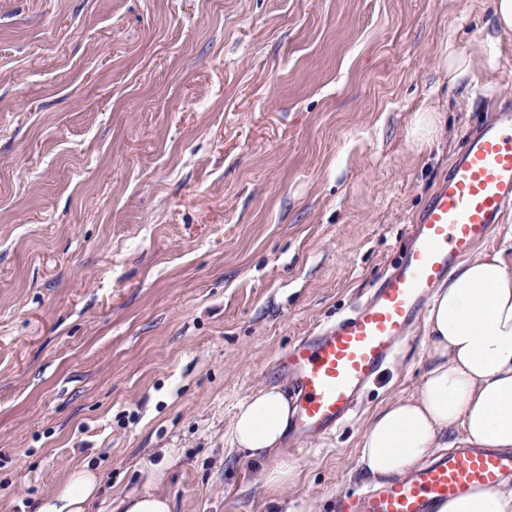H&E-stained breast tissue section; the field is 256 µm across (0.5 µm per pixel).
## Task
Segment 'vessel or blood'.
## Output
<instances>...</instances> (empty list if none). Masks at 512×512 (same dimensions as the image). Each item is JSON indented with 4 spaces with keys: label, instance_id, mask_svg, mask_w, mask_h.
Segmentation results:
<instances>
[{
    "label": "vessel or blood",
    "instance_id": "1",
    "mask_svg": "<svg viewBox=\"0 0 512 512\" xmlns=\"http://www.w3.org/2000/svg\"><path fill=\"white\" fill-rule=\"evenodd\" d=\"M512 213V107L471 133L412 226V244L379 288L332 322L312 328L276 361L293 386L287 451L328 438L352 418L368 387L397 356L452 259L473 254ZM512 476V453L456 448L404 480L361 490L337 512H434L474 487Z\"/></svg>",
    "mask_w": 512,
    "mask_h": 512
}]
</instances>
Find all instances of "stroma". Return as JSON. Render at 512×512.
Instances as JSON below:
<instances>
[{"mask_svg":"<svg viewBox=\"0 0 512 512\" xmlns=\"http://www.w3.org/2000/svg\"><path fill=\"white\" fill-rule=\"evenodd\" d=\"M493 0H0V512H334L425 326L334 437L227 433L276 358L369 296L467 135L512 105ZM476 55L449 84L448 53ZM436 114L447 140L414 135ZM288 463L295 478L259 475ZM100 481L93 470H77L54 496L41 503L36 512H89L100 491ZM115 512H171L167 497L160 494H142L121 499L116 504Z\"/></svg>","mask_w":512,"mask_h":512,"instance_id":"1","label":"stroma"}]
</instances>
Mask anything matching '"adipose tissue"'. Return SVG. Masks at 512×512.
<instances>
[{"instance_id":"ef3b65f1","label":"adipose tissue","mask_w":512,"mask_h":512,"mask_svg":"<svg viewBox=\"0 0 512 512\" xmlns=\"http://www.w3.org/2000/svg\"><path fill=\"white\" fill-rule=\"evenodd\" d=\"M425 334L422 386L388 403L365 429L359 466L367 479L406 476L457 429L472 446L512 450V258L483 250L459 263L428 303ZM291 411L283 389L258 390L237 408L232 446L255 459L273 453ZM100 486L97 472L75 471L37 512H89ZM439 512H512V489L475 487Z\"/></svg>"}]
</instances>
